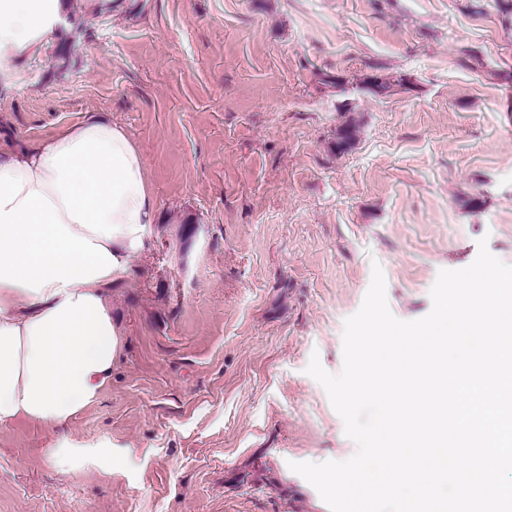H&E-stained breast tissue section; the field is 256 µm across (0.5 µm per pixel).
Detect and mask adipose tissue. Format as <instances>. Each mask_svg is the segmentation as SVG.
Segmentation results:
<instances>
[{"label": "adipose tissue", "instance_id": "1", "mask_svg": "<svg viewBox=\"0 0 512 512\" xmlns=\"http://www.w3.org/2000/svg\"><path fill=\"white\" fill-rule=\"evenodd\" d=\"M67 0H0V77L54 42ZM155 200L120 125L91 117L0 148V425L61 430L112 377L106 288L145 252Z\"/></svg>", "mask_w": 512, "mask_h": 512}]
</instances>
